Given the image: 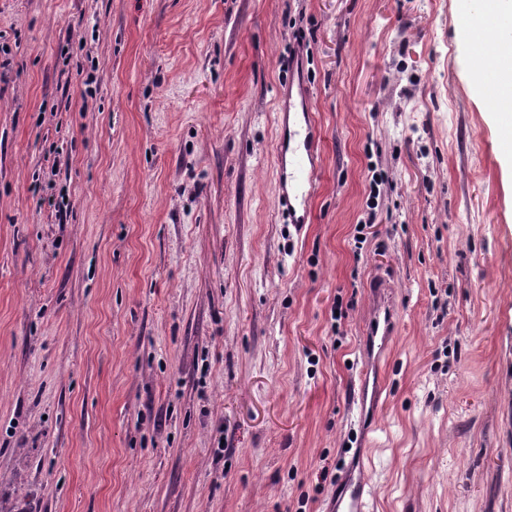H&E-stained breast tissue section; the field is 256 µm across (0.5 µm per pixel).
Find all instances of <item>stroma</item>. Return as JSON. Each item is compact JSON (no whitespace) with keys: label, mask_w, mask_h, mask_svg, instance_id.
<instances>
[{"label":"stroma","mask_w":512,"mask_h":512,"mask_svg":"<svg viewBox=\"0 0 512 512\" xmlns=\"http://www.w3.org/2000/svg\"><path fill=\"white\" fill-rule=\"evenodd\" d=\"M465 1L0 0V512H326L360 469L373 512H512V134ZM299 105L305 125L290 131L284 124L276 143L278 192L276 205L292 224L311 223L314 179L318 170L319 136L309 119L310 95L300 91ZM289 131V133H288ZM382 315V320H381ZM382 324V333L379 334V330ZM396 329L395 319L388 304L384 301L379 300L377 308L374 312L373 318L367 329L368 336H393Z\"/></svg>","instance_id":"35a3bbf8"}]
</instances>
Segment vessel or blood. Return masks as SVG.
Masks as SVG:
<instances>
[{
	"label": "vessel or blood",
	"instance_id": "1",
	"mask_svg": "<svg viewBox=\"0 0 512 512\" xmlns=\"http://www.w3.org/2000/svg\"><path fill=\"white\" fill-rule=\"evenodd\" d=\"M462 29L464 34L482 31L496 35L494 21L479 13L463 10ZM277 157L278 192L276 205L285 211L292 223L307 224L311 221L310 200L313 195L314 179L318 170L319 136L312 123H305L300 129L281 131L275 146ZM395 319L388 304L378 303L375 314L367 329L368 335H393ZM370 492L366 477L357 481L344 482L336 497L337 512H368Z\"/></svg>",
	"mask_w": 512,
	"mask_h": 512
}]
</instances>
